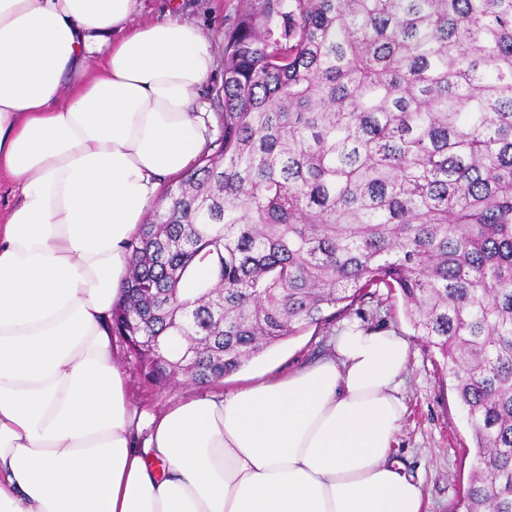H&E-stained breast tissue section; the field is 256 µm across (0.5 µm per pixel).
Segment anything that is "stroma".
<instances>
[{"label":"stroma","mask_w":512,"mask_h":512,"mask_svg":"<svg viewBox=\"0 0 512 512\" xmlns=\"http://www.w3.org/2000/svg\"><path fill=\"white\" fill-rule=\"evenodd\" d=\"M251 0H182L181 16L199 27L215 53V67L202 89L210 112L222 109L216 92L224 81V41ZM352 321L372 330H394L410 345L409 361L400 390L406 412L393 445V460L419 482L426 512H462L460 499L472 467L469 448L471 431L451 388L448 371L440 354L416 336L406 315L402 298L380 301L367 298L357 303ZM338 324L312 327L299 336L268 349L226 376L224 388L238 385L242 378L264 375L279 377L325 356ZM113 350L129 391L143 409L162 411L166 406L203 392V385L190 379L155 383L148 380L140 363L129 353L121 337H114Z\"/></svg>","instance_id":"obj_1"}]
</instances>
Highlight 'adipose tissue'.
Returning a JSON list of instances; mask_svg holds the SVG:
<instances>
[{
  "label": "adipose tissue",
  "instance_id": "obj_1",
  "mask_svg": "<svg viewBox=\"0 0 512 512\" xmlns=\"http://www.w3.org/2000/svg\"><path fill=\"white\" fill-rule=\"evenodd\" d=\"M141 0H0V512H422L391 458L410 345L353 324L285 378L139 413L112 308L215 66Z\"/></svg>",
  "mask_w": 512,
  "mask_h": 512
}]
</instances>
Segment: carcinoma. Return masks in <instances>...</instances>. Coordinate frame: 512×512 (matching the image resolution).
<instances>
[{
  "label": "carcinoma",
  "mask_w": 512,
  "mask_h": 512,
  "mask_svg": "<svg viewBox=\"0 0 512 512\" xmlns=\"http://www.w3.org/2000/svg\"><path fill=\"white\" fill-rule=\"evenodd\" d=\"M217 96L214 152L127 245L113 335L181 336L219 384L397 292L472 429L463 512H512V0H258Z\"/></svg>",
  "instance_id": "carcinoma-1"
}]
</instances>
